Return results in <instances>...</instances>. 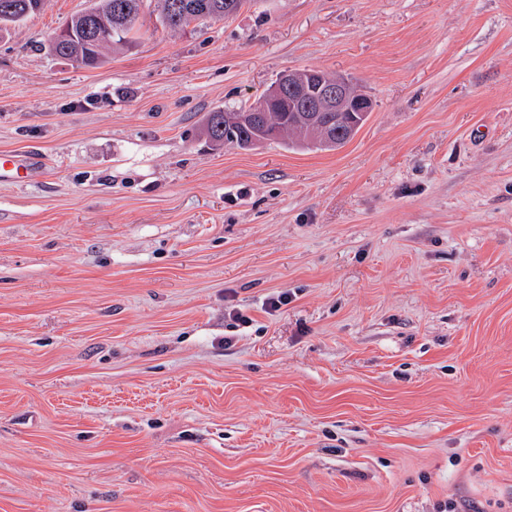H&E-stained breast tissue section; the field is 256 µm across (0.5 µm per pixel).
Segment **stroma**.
<instances>
[{
	"mask_svg": "<svg viewBox=\"0 0 512 512\" xmlns=\"http://www.w3.org/2000/svg\"><path fill=\"white\" fill-rule=\"evenodd\" d=\"M0 33V512H512V0H256L94 67ZM334 151L213 149L288 70ZM284 295L279 309L267 306ZM360 121H362L361 117H359L358 121L355 122L354 127H351L348 124V117L344 116L342 117L341 121L334 122V124L328 129L327 133L331 136H320L318 141L311 143H296L292 140L291 145L302 149L316 151L336 150L345 145L358 132V124Z\"/></svg>",
	"mask_w": 512,
	"mask_h": 512,
	"instance_id": "1",
	"label": "stroma"
}]
</instances>
